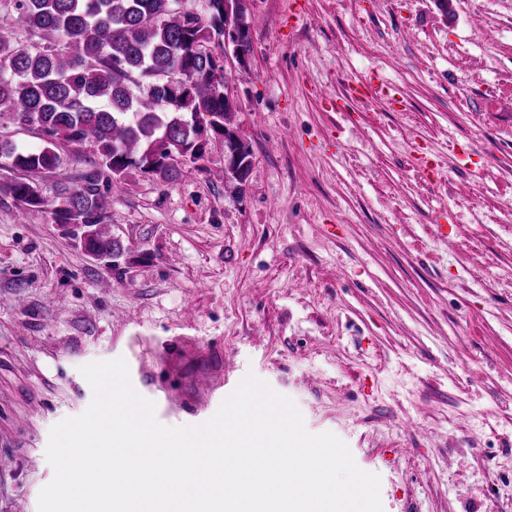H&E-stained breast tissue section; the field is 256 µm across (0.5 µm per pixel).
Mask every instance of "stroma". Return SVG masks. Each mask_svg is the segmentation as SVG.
Listing matches in <instances>:
<instances>
[{
  "label": "stroma",
  "mask_w": 512,
  "mask_h": 512,
  "mask_svg": "<svg viewBox=\"0 0 512 512\" xmlns=\"http://www.w3.org/2000/svg\"><path fill=\"white\" fill-rule=\"evenodd\" d=\"M306 3L247 0L245 190L218 139L175 181L128 176L108 265L0 193V512H38L82 366L119 357L168 426L266 381L383 512H512V0ZM374 72L396 104L348 96Z\"/></svg>",
  "instance_id": "obj_1"
}]
</instances>
